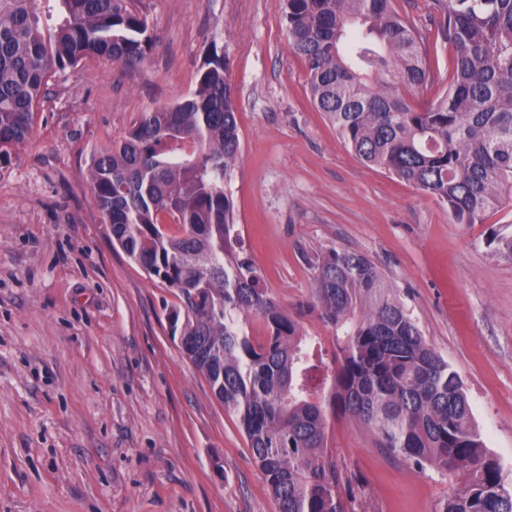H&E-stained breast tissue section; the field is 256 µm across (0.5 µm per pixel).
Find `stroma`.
<instances>
[{
  "label": "stroma",
  "instance_id": "1",
  "mask_svg": "<svg viewBox=\"0 0 512 512\" xmlns=\"http://www.w3.org/2000/svg\"><path fill=\"white\" fill-rule=\"evenodd\" d=\"M433 67L452 50L429 0H397ZM155 37L129 69L97 58L57 74L32 137L0 161V512H276L234 417L183 354L164 287L112 244L88 181L95 148L196 87L223 52L242 155L224 188L244 249L310 336L313 272L330 250L370 257L455 370L512 480V204L481 224L366 166L315 108L288 47L285 0H131ZM355 512H440L455 478L329 419Z\"/></svg>",
  "mask_w": 512,
  "mask_h": 512
}]
</instances>
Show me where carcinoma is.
I'll return each mask as SVG.
<instances>
[{
  "label": "carcinoma",
  "instance_id": "1",
  "mask_svg": "<svg viewBox=\"0 0 512 512\" xmlns=\"http://www.w3.org/2000/svg\"><path fill=\"white\" fill-rule=\"evenodd\" d=\"M0 0V158L29 138L49 79L96 57L132 67L150 43L129 0ZM453 50L434 82L413 20L395 0H286L288 46L308 66L318 111L365 164L481 224L512 201V0H431ZM241 155L224 56L205 58L191 95L140 114L94 150L90 183L112 241L175 291L183 353L234 416L277 512H353L352 482L328 448L327 413L417 469L464 480L442 512H512V485L473 421L460 376L427 344L368 256L331 250L313 265L314 308L336 331L334 369L233 246L224 178ZM257 321L263 334L252 333Z\"/></svg>",
  "mask_w": 512,
  "mask_h": 512
}]
</instances>
